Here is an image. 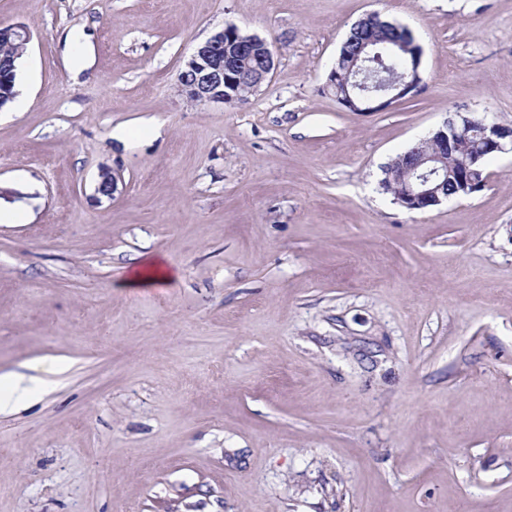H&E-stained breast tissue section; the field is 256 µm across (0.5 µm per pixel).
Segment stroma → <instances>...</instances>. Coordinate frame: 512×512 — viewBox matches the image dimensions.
<instances>
[{
	"label": "stroma",
	"mask_w": 512,
	"mask_h": 512,
	"mask_svg": "<svg viewBox=\"0 0 512 512\" xmlns=\"http://www.w3.org/2000/svg\"><path fill=\"white\" fill-rule=\"evenodd\" d=\"M373 13L423 81L353 112L328 76ZM0 25L31 32L0 112V375L59 366L0 412V512H512V149L428 210L380 186L447 120L512 126V0H0ZM228 25L275 67L190 102ZM143 255L175 277L122 287ZM239 31L236 26H227L195 49L179 75L181 92L187 99L193 97L205 103L224 104L227 102V88L235 84V80L230 79V72L238 70L236 65L245 66L249 57L263 56L258 52L255 54L256 50L263 51L267 57L264 71H261L260 81L257 83L255 79V73L258 71L254 68L257 66L261 69L264 60L250 59L249 65L253 66L250 69L252 73L247 72L245 77L241 76L240 81L229 89L232 97L228 99V102L232 99H243L257 88V84L260 85L267 79L274 67V63L270 62L274 56L269 47L265 41L256 36H240ZM227 35L237 36L234 42L237 56L225 55V36ZM242 56H246V59L237 60Z\"/></svg>",
	"instance_id": "obj_1"
}]
</instances>
